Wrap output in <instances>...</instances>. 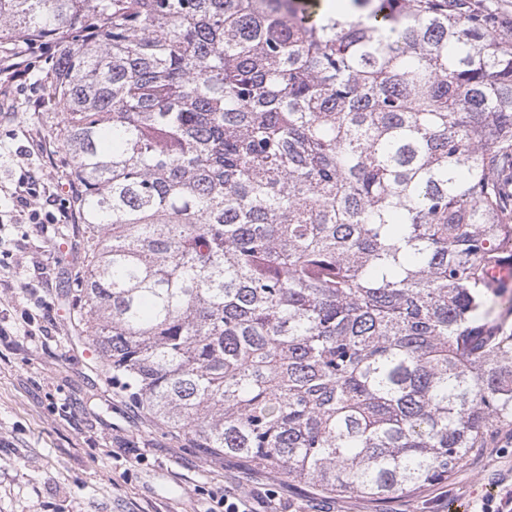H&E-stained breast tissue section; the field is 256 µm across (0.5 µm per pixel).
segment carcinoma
<instances>
[{"instance_id":"1","label":"carcinoma","mask_w":512,"mask_h":512,"mask_svg":"<svg viewBox=\"0 0 512 512\" xmlns=\"http://www.w3.org/2000/svg\"><path fill=\"white\" fill-rule=\"evenodd\" d=\"M25 40L76 303L158 425L381 502L512 426V39L472 0H0Z\"/></svg>"}]
</instances>
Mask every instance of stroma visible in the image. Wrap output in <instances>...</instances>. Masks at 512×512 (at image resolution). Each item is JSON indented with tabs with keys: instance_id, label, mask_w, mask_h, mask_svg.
I'll use <instances>...</instances> for the list:
<instances>
[{
	"instance_id": "obj_1",
	"label": "stroma",
	"mask_w": 512,
	"mask_h": 512,
	"mask_svg": "<svg viewBox=\"0 0 512 512\" xmlns=\"http://www.w3.org/2000/svg\"><path fill=\"white\" fill-rule=\"evenodd\" d=\"M28 75L0 73V512H209L225 490L273 491L297 512H471L512 484V433L478 448L448 479L382 503L288 481L241 458L211 457L171 437L109 381L68 294L85 269L80 226L32 224L10 195L37 175L31 204L68 201L63 150L41 111L50 95L41 48ZM30 182V181H29Z\"/></svg>"
}]
</instances>
